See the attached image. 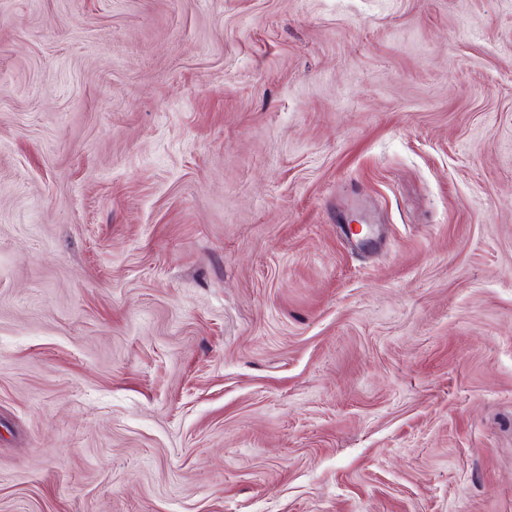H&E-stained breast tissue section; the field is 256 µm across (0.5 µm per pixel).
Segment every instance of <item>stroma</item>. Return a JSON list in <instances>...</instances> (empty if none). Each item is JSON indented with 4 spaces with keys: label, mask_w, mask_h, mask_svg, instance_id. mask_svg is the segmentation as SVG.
Returning <instances> with one entry per match:
<instances>
[{
    "label": "stroma",
    "mask_w": 512,
    "mask_h": 512,
    "mask_svg": "<svg viewBox=\"0 0 512 512\" xmlns=\"http://www.w3.org/2000/svg\"><path fill=\"white\" fill-rule=\"evenodd\" d=\"M0 512H512V0H0Z\"/></svg>",
    "instance_id": "stroma-1"
}]
</instances>
